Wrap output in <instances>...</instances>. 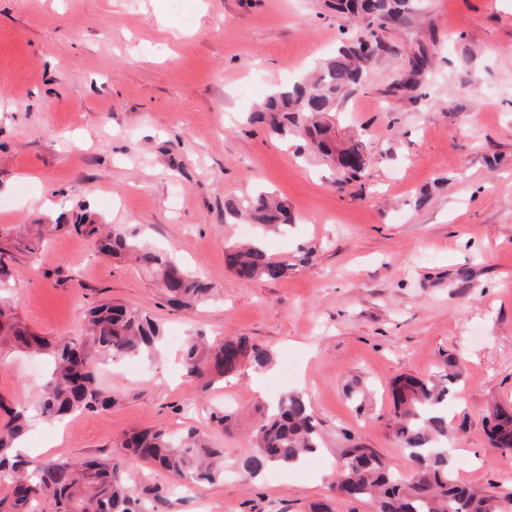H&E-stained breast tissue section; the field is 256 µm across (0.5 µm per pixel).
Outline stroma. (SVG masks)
Instances as JSON below:
<instances>
[{
  "label": "stroma",
  "mask_w": 512,
  "mask_h": 512,
  "mask_svg": "<svg viewBox=\"0 0 512 512\" xmlns=\"http://www.w3.org/2000/svg\"><path fill=\"white\" fill-rule=\"evenodd\" d=\"M354 32L327 0H0V234L83 206L218 290L175 307L133 262L65 230L13 263L0 297L37 333L81 338L98 300L143 310L164 332L142 374L100 367L111 408L33 420L31 458L120 457L129 430L200 429L208 408L235 413L232 432L210 434L232 454L261 398L298 392L320 424L316 455L254 479L226 468L221 482L172 494L165 512H309L317 501L370 512L330 489L340 448L351 439L403 467L391 383L452 355L464 373L449 413L468 418L454 475L512 489V456L482 424L491 404L512 406V0H421L387 25L386 51L339 106V137L360 139L366 157L343 181L299 138L247 117ZM422 53L431 80L397 89ZM257 188L294 224L263 235L226 211ZM255 237L287 261L285 277L229 271L228 251ZM198 334L268 346L263 392L245 366L199 393L180 367ZM44 377L40 359L0 353V396L31 402ZM356 380L371 390L362 409L344 393Z\"/></svg>",
  "instance_id": "1"
}]
</instances>
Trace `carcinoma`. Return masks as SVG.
Here are the masks:
<instances>
[{
    "label": "carcinoma",
    "mask_w": 512,
    "mask_h": 512,
    "mask_svg": "<svg viewBox=\"0 0 512 512\" xmlns=\"http://www.w3.org/2000/svg\"><path fill=\"white\" fill-rule=\"evenodd\" d=\"M413 0H336L335 10L359 28L336 56L320 65L303 82L277 87L253 114L280 134L293 132L307 148L336 165L346 177L361 173L366 164L361 143H336L327 117L337 111L339 99L368 76L372 64L385 49L375 28L401 17ZM426 57L412 65L411 75L396 83L400 90L416 92L421 87ZM232 214L243 213L256 226L269 232L292 223L288 205L267 192H257L230 201ZM35 233L19 236L11 247H0V275H7L15 253L35 251L43 225ZM92 239L98 252L124 256L157 277L168 298L177 307H191L213 295L204 279L190 274L167 254L132 239L120 225L106 228L90 213L76 224H54ZM229 267L243 280L283 277L288 264L273 260L258 244L233 249ZM162 338L161 327L147 313L110 302L92 304L86 315L85 336L76 340L51 341L16 319L8 302L0 298V348L32 352L48 358L50 370L35 402L14 408L0 401L5 419L0 420V483L8 482L11 494L0 498V512H33L40 500L52 512H147L142 497L149 496L153 509L168 503L163 490L135 489L127 480V460L160 467L188 484L215 483L224 479V449L190 429L173 437L163 429L132 431L125 435L122 458L71 460L55 458L34 462L16 451L26 433L29 414L37 412L49 422L78 412L105 410L112 396L98 381V369L116 355L151 357ZM272 351L247 336L227 337L215 346L201 336L187 340L183 368L206 391L214 376L224 377L247 363L266 368ZM462 377L459 360L447 358L438 374L403 376L392 387V423L406 459V469L390 468L371 448L352 444L341 450L336 480L331 488L349 502L373 505L374 512H512V491L487 494L459 483L453 476V460L440 447L454 429L448 421L451 385ZM258 422L248 446L236 458L239 470L252 478L273 466H293L315 453L319 444L316 419L310 402L299 393H288L271 407L259 405ZM208 427L231 432L232 415L224 410L208 416ZM484 431L490 446L502 455L512 453V407L494 404L487 410Z\"/></svg>",
    "instance_id": "obj_1"
}]
</instances>
